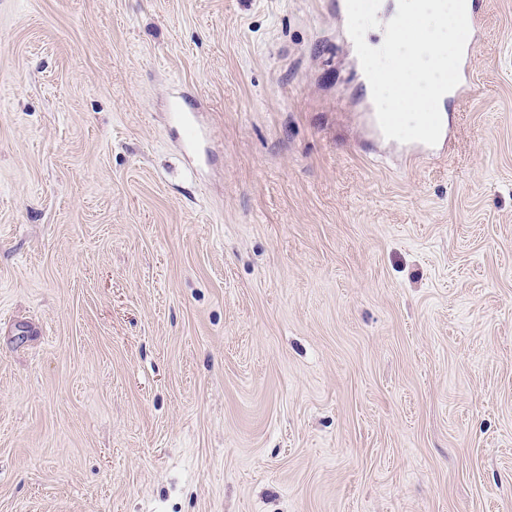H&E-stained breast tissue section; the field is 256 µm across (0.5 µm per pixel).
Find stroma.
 <instances>
[{
	"label": "stroma",
	"instance_id": "obj_1",
	"mask_svg": "<svg viewBox=\"0 0 512 512\" xmlns=\"http://www.w3.org/2000/svg\"><path fill=\"white\" fill-rule=\"evenodd\" d=\"M479 36L410 163L336 0H0V512H512V0ZM186 95H183L179 99H175L171 102L169 111L172 112L175 120L180 123L185 132V137L183 139L184 146L186 148L192 147L197 138L201 133V128L197 122V119L193 113L186 112H196L197 108L186 110L183 107V101L185 100ZM446 111H440L441 117H445L444 121H442V134L439 142L435 146H428L423 143L413 142V143H401V149L406 157L409 160H417L422 158L429 153L432 155L439 150L444 149V147L448 143V117L445 113ZM435 148L437 150H435Z\"/></svg>",
	"mask_w": 512,
	"mask_h": 512
}]
</instances>
